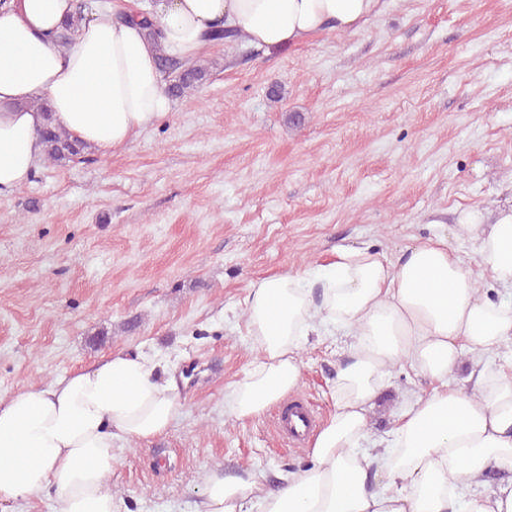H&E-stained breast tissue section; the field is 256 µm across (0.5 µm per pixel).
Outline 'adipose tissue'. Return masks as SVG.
<instances>
[{
    "label": "adipose tissue",
    "instance_id": "1",
    "mask_svg": "<svg viewBox=\"0 0 512 512\" xmlns=\"http://www.w3.org/2000/svg\"><path fill=\"white\" fill-rule=\"evenodd\" d=\"M138 8V0H114L110 15L83 22L64 49L46 34L72 12L70 0H11L0 10V196L29 183L42 160L36 101L106 155L169 117L159 54L195 59L220 21L262 48L298 44L358 29L383 2L155 0V40L136 21ZM453 231L478 236L475 263L437 236L393 261L340 249L312 273L250 282L244 307L261 356L224 397L235 420L260 416L296 390L308 336L344 332L356 341L337 368L336 411L308 448V466L274 489L261 474L212 470L194 512H512V370L493 377L481 363L512 342V301L475 286L480 277L512 288V202L461 213ZM465 358L476 372L470 391L448 383ZM404 362L432 387L398 415L391 447L371 455L363 446L368 405ZM182 406L175 377L123 349L23 387L0 400V502L51 490L57 512H121L111 487L114 444L150 443ZM496 472L508 481L475 491Z\"/></svg>",
    "mask_w": 512,
    "mask_h": 512
}]
</instances>
